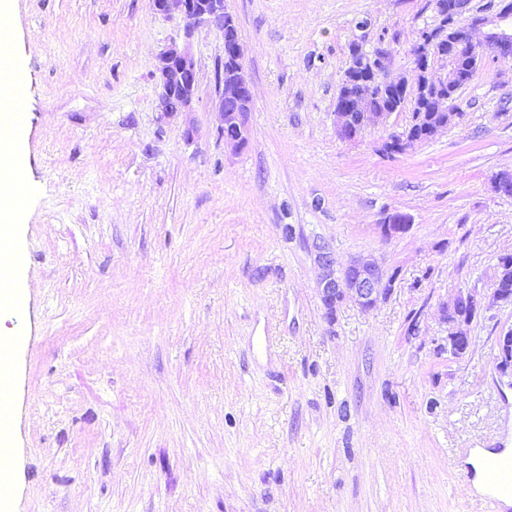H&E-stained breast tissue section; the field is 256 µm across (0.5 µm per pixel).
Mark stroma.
I'll list each match as a JSON object with an SVG mask.
<instances>
[{"instance_id": "35a3bbf8", "label": "stroma", "mask_w": 512, "mask_h": 512, "mask_svg": "<svg viewBox=\"0 0 512 512\" xmlns=\"http://www.w3.org/2000/svg\"><path fill=\"white\" fill-rule=\"evenodd\" d=\"M428 0H228L254 94L247 146L213 109L224 37L199 28L194 112L160 117L157 56L180 16L149 0H12L1 37L29 88L13 226L10 512H488L467 462L512 448V379L479 310L449 355L441 305L512 254V58L486 56L463 117L392 157L334 106L349 47L410 74ZM368 19L359 30V19ZM195 125L186 139L187 125ZM411 227L386 238L390 212ZM293 225L286 236L284 225ZM373 257L392 291L327 316L309 245Z\"/></svg>"}]
</instances>
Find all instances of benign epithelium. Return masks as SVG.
<instances>
[{"label": "benign epithelium", "mask_w": 512, "mask_h": 512, "mask_svg": "<svg viewBox=\"0 0 512 512\" xmlns=\"http://www.w3.org/2000/svg\"><path fill=\"white\" fill-rule=\"evenodd\" d=\"M152 9L161 15L176 11L185 20L183 37L174 39L158 55L156 105L161 116L189 114L194 109L198 90V71L190 39L203 26H215L224 40L238 33L234 16L227 11L226 0H151ZM435 7L448 23L427 27L420 32L414 51L420 59L414 67V82L405 76H389L390 51L378 46L368 52L363 45L350 47L349 66L340 85L334 116L337 136L356 143L364 134L387 121L398 111L395 104L379 110L371 103V94L358 88L368 86L381 92L399 90L419 104V111L429 113L428 119L414 116V125L381 142L379 151L394 156L413 148L409 135L431 138L438 131L460 118L456 105L457 92L468 82L472 72L490 49L496 57H512V0H496L488 8L472 6V0H437ZM253 103L252 89L240 68L234 63L223 66L217 81L215 107L219 115V132L231 152L242 151L249 141L248 113ZM490 190L504 197L512 196V172L500 171L489 179ZM410 219L400 212L387 214L379 225L386 238L408 232ZM311 252L321 270L319 295L327 310L334 315L336 306L349 300L363 311L374 309L391 291L382 265L374 258L357 257L341 272H336L330 245L315 239ZM500 302H512V293L494 288L484 293L476 288L458 291L451 303L441 307V318L456 327L448 335V354L454 358L466 355L473 344L466 326L477 312ZM497 368L512 376V328L500 332L496 339Z\"/></svg>", "instance_id": "1"}]
</instances>
